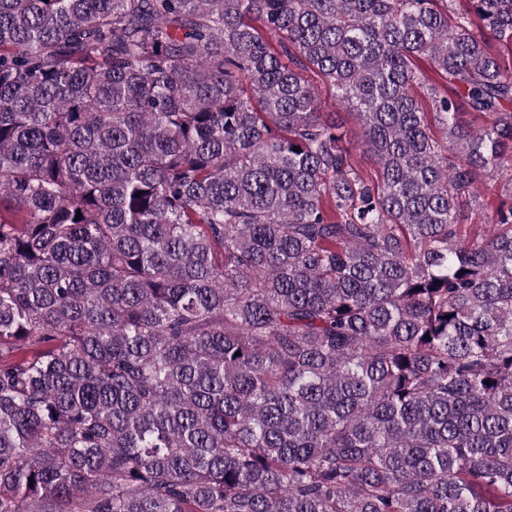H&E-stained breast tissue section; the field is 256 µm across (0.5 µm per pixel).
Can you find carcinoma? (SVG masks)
I'll list each match as a JSON object with an SVG mask.
<instances>
[{"label": "carcinoma", "instance_id": "obj_1", "mask_svg": "<svg viewBox=\"0 0 512 512\" xmlns=\"http://www.w3.org/2000/svg\"><path fill=\"white\" fill-rule=\"evenodd\" d=\"M497 44L512 0H0V512H512ZM304 76L318 86L319 99L323 112H341L340 117L345 123L346 129H348L349 133L351 134V150L359 169L364 175L375 178L378 174V166L375 164L370 155L366 152H363V150L357 145L358 137L360 135L357 118L349 113H344L353 111H350L346 108H341L337 102H335L333 90L315 74L312 72H305ZM477 181V189L480 197L479 201L480 203L483 202L485 205L488 204V212H490L492 207L497 206L501 202H505L506 204L512 202L511 197L508 196V193L505 194L498 181L489 180L482 175L477 177Z\"/></svg>", "mask_w": 512, "mask_h": 512}]
</instances>
